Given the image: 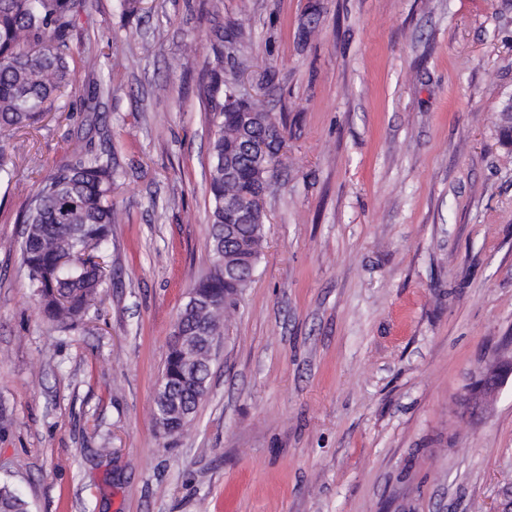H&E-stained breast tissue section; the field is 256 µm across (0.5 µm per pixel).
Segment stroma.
I'll use <instances>...</instances> for the list:
<instances>
[{"label":"stroma","instance_id":"obj_1","mask_svg":"<svg viewBox=\"0 0 512 512\" xmlns=\"http://www.w3.org/2000/svg\"><path fill=\"white\" fill-rule=\"evenodd\" d=\"M144 6L80 0L68 91L8 147L0 483L30 512H500L512 374L478 415L464 399L512 360V0ZM217 66L284 117L285 146L209 390L169 436L154 394L211 267ZM78 143L110 150L117 219L101 309L64 331L28 286L20 216ZM510 371V367H506L499 357H494L486 361L479 369V378L482 379L475 382L474 387L481 382L477 390L479 402L490 396L497 388L499 381L504 374ZM496 375V376H494Z\"/></svg>","mask_w":512,"mask_h":512}]
</instances>
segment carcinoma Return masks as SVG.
<instances>
[{"mask_svg": "<svg viewBox=\"0 0 512 512\" xmlns=\"http://www.w3.org/2000/svg\"><path fill=\"white\" fill-rule=\"evenodd\" d=\"M75 0H0V180L12 181L14 163L7 144L16 133L39 123L68 85V43L74 28ZM214 134L210 141L208 187L212 265L193 287L212 307L178 317L177 329L193 343L202 323L221 326L224 310L249 287L252 270L266 242V215L224 232V199H244L271 176L285 142L286 123L265 110L261 100L244 101L234 84L212 70L207 89ZM268 141V162L251 155L249 140ZM115 184L111 163L92 146L76 145L70 159L49 169L22 216L21 242L30 288L45 317L70 329L97 310L110 279L104 252L112 235ZM183 348L169 347L164 373L167 388L154 399V418L176 409L191 421L209 389L211 362L192 365ZM0 512H29L28 503L0 484Z\"/></svg>", "mask_w": 512, "mask_h": 512, "instance_id": "1", "label": "carcinoma"}]
</instances>
